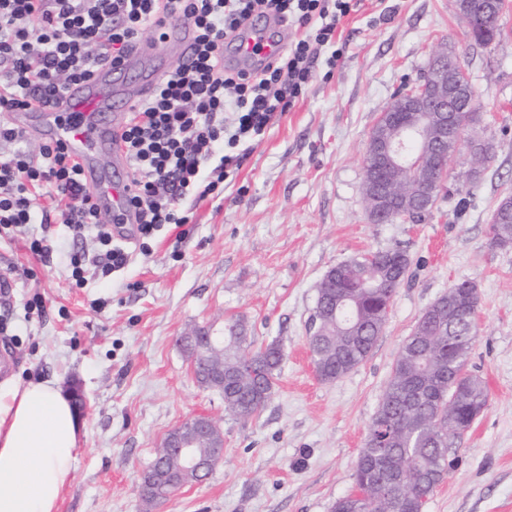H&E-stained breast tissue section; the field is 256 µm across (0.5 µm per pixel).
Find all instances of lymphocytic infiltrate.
Returning <instances> with one entry per match:
<instances>
[{"label":"lymphocytic infiltrate","mask_w":512,"mask_h":512,"mask_svg":"<svg viewBox=\"0 0 512 512\" xmlns=\"http://www.w3.org/2000/svg\"><path fill=\"white\" fill-rule=\"evenodd\" d=\"M352 7L353 0H0V112L57 99L103 61L121 64L143 31L160 40L169 21L192 26L191 60L176 63L123 123L133 169L128 205L146 241L164 225L187 224L179 204L219 190L241 162L234 147L261 136L294 105L318 59L335 67L342 56L337 25ZM258 12L275 13L293 28L287 50L260 71L225 73V41ZM24 138L0 123V142L16 147L0 159V225L21 228L54 218L76 238L95 231V267L105 275L123 268L128 255L114 243L77 164L52 142L30 156L18 147ZM216 155L220 164L204 171ZM40 197L50 199L51 209L38 210Z\"/></svg>","instance_id":"obj_1"}]
</instances>
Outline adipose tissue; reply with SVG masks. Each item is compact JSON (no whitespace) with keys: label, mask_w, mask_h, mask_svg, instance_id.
<instances>
[{"label":"adipose tissue","mask_w":512,"mask_h":512,"mask_svg":"<svg viewBox=\"0 0 512 512\" xmlns=\"http://www.w3.org/2000/svg\"><path fill=\"white\" fill-rule=\"evenodd\" d=\"M81 425L51 380L0 383V512H57Z\"/></svg>","instance_id":"1"}]
</instances>
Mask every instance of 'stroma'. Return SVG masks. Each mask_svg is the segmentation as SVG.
I'll list each match as a JSON object with an SVG mask.
<instances>
[{
  "label": "stroma",
  "instance_id": "stroma-1",
  "mask_svg": "<svg viewBox=\"0 0 512 512\" xmlns=\"http://www.w3.org/2000/svg\"><path fill=\"white\" fill-rule=\"evenodd\" d=\"M499 36L475 45L456 0H355L336 34L335 68L318 60L295 105L256 141L223 191L181 206L189 233L166 225L148 251L109 276L75 284L73 252L95 255L94 232L30 224L0 231V358L20 382H79L82 438L58 512H142L139 484L166 434L206 414L224 435L210 475L153 512H331L351 492L368 426L403 341L453 284L479 292L478 338L467 368L488 404L461 438L459 463L424 512H512V248L492 246L493 210L512 197V0ZM456 55L476 89L475 121L431 215L371 223L361 192L370 133L394 93L415 81L432 51ZM489 150L468 180L475 147ZM49 234L40 260L26 239ZM391 248L411 261L382 334L358 368L320 380L308 337L326 272ZM40 296L43 312L30 309ZM244 319L255 346L285 357L274 394L255 417L224 411L221 392L196 381L182 336Z\"/></svg>",
  "mask_w": 512,
  "mask_h": 512
}]
</instances>
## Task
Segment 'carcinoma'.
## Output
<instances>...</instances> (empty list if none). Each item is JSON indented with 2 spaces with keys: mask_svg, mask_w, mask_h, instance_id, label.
Here are the masks:
<instances>
[{
  "mask_svg": "<svg viewBox=\"0 0 512 512\" xmlns=\"http://www.w3.org/2000/svg\"><path fill=\"white\" fill-rule=\"evenodd\" d=\"M504 7V0H496V7L468 23L474 42L486 45L499 36L497 17ZM429 170L426 158L413 157L390 193L401 195ZM489 235L497 247L512 246V222L490 223ZM375 257L376 264L364 255L341 262L320 284L310 348L324 381L345 376L369 357L395 288L405 279L410 260L403 250L377 251ZM478 305V289L450 288L424 311L401 346L368 426L352 474L353 489L336 500L332 512H423L458 457L457 440L488 402L480 378L468 372L455 375L466 368L477 340V327L468 323L467 315ZM333 310L336 317L331 318ZM225 332L238 345L225 346L216 357V365L224 366V411L249 419L270 400L284 352L277 343L254 346L241 319L225 324Z\"/></svg>",
  "mask_w": 512,
  "mask_h": 512,
  "instance_id": "1",
  "label": "carcinoma"
}]
</instances>
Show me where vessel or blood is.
Returning a JSON list of instances; mask_svg holds the SVG:
<instances>
[{"instance_id": "obj_1", "label": "vessel or blood", "mask_w": 512, "mask_h": 512, "mask_svg": "<svg viewBox=\"0 0 512 512\" xmlns=\"http://www.w3.org/2000/svg\"><path fill=\"white\" fill-rule=\"evenodd\" d=\"M276 29L272 19L249 26L237 47L239 61L262 60L278 52L272 40ZM192 43L187 27L172 24L163 43L148 50L134 46L122 67L101 64L91 79L72 86L61 102L9 115L13 126L36 127L44 139L63 145L79 163L97 206L111 212L113 229L122 239H130L135 230V216L125 207L132 170L121 143L122 125L111 114L117 104L148 97L168 71L165 59L185 58Z\"/></svg>"}]
</instances>
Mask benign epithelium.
<instances>
[{"mask_svg": "<svg viewBox=\"0 0 512 512\" xmlns=\"http://www.w3.org/2000/svg\"><path fill=\"white\" fill-rule=\"evenodd\" d=\"M450 56L434 53L418 82L393 96L386 112H398L403 121L386 136L374 135L369 141L371 164L366 169L362 194L369 196L368 216L374 224L391 223L390 201L393 197L387 186L394 173L405 167L404 157L409 150L406 136L415 140L418 151L425 156L448 153V142L459 149L468 124L460 121L461 113L475 111L476 92L465 82L462 73L452 70ZM431 188L423 186L402 199L410 204L406 218H417L430 208ZM195 359H206L209 351L224 346V330L211 326L197 329L185 337ZM189 428L180 426L164 438L161 447L168 449L167 457L175 460L191 483L204 480V469H212L223 452L212 454L209 462L202 461L198 448L209 442L217 424L206 415L187 420Z\"/></svg>", "mask_w": 512, "mask_h": 512, "instance_id": "1", "label": "benign epithelium"}]
</instances>
